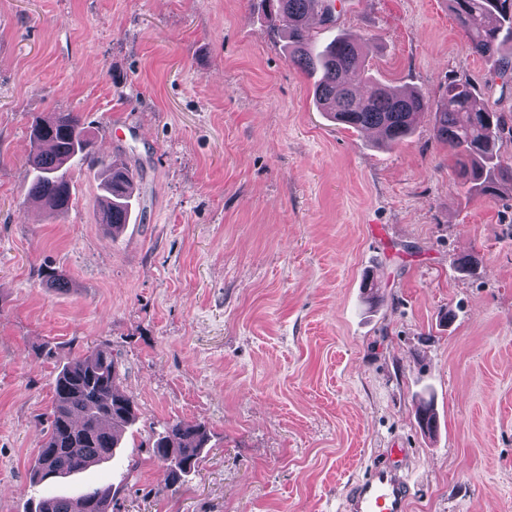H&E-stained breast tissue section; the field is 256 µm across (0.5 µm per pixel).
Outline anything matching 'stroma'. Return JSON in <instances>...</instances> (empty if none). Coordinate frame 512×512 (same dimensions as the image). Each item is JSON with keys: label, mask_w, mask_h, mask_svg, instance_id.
<instances>
[{"label": "stroma", "mask_w": 512, "mask_h": 512, "mask_svg": "<svg viewBox=\"0 0 512 512\" xmlns=\"http://www.w3.org/2000/svg\"><path fill=\"white\" fill-rule=\"evenodd\" d=\"M335 8L331 35L382 80L433 100L468 80L512 115L448 0ZM67 111L98 162L53 219L26 194L30 124ZM376 139L320 110L253 0H0V512L39 495L55 378L95 349L137 419L56 490L111 486L116 512H340L400 448L408 512H512V192L457 187L432 113ZM105 162L136 177L116 235ZM48 265L69 290L44 285ZM175 420L208 432L177 488L152 453Z\"/></svg>", "instance_id": "obj_1"}]
</instances>
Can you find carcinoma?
<instances>
[{"mask_svg":"<svg viewBox=\"0 0 512 512\" xmlns=\"http://www.w3.org/2000/svg\"><path fill=\"white\" fill-rule=\"evenodd\" d=\"M264 20L277 30L288 18V56L293 65L313 79L320 109L337 124L375 129L384 145L395 144L412 130L421 112L434 113V136L448 147L459 185L471 195L496 197L512 189V162L500 153L512 141V123L504 113L483 104L467 81L450 80L440 100L431 103L417 91L403 90L369 72L359 40L338 37L319 47L309 16L320 23L333 21L332 0H261ZM448 10L465 34L469 48L492 59L496 75L512 82V0H448ZM36 152L28 157L31 180L27 194L40 200L53 216L68 213L73 203L76 160L94 161L95 141L75 112L36 116L30 125ZM105 202L99 223L116 232L129 223L134 174L109 164L103 170ZM46 285L69 288L67 278L54 269L42 271ZM117 360L95 350L66 362L54 386V406L48 434L31 467L35 486L47 485L98 465L119 447V432L135 420V406L115 387ZM205 426L177 420L158 434L153 456L164 463L173 486L198 471L205 447ZM107 489L95 488L76 497L47 494L30 512H110Z\"/></svg>","mask_w":512,"mask_h":512,"instance_id":"obj_1","label":"carcinoma"}]
</instances>
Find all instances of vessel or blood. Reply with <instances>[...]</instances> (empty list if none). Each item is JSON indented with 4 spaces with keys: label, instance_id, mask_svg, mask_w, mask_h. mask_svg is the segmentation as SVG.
<instances>
[{
    "label": "vessel or blood",
    "instance_id": "obj_1",
    "mask_svg": "<svg viewBox=\"0 0 512 512\" xmlns=\"http://www.w3.org/2000/svg\"><path fill=\"white\" fill-rule=\"evenodd\" d=\"M398 449L374 459L346 496L343 512H408L413 485Z\"/></svg>",
    "mask_w": 512,
    "mask_h": 512
}]
</instances>
